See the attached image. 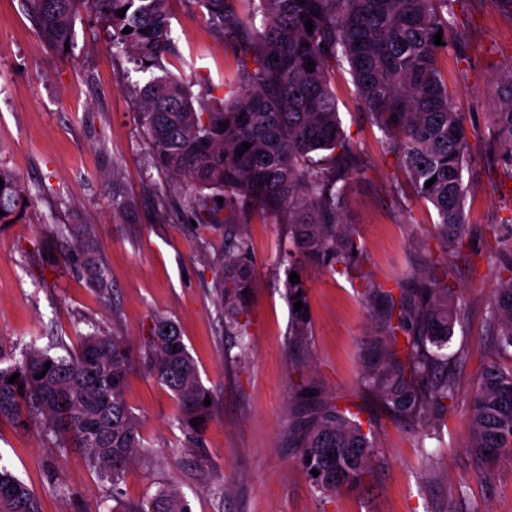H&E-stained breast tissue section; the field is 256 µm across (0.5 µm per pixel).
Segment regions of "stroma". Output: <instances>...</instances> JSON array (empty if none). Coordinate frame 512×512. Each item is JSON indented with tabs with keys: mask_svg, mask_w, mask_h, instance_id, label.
Here are the masks:
<instances>
[{
	"mask_svg": "<svg viewBox=\"0 0 512 512\" xmlns=\"http://www.w3.org/2000/svg\"><path fill=\"white\" fill-rule=\"evenodd\" d=\"M464 44L442 54L448 94L469 128L465 174L466 222L474 244L470 264L449 273L460 309L448 353L467 351L458 366L459 397L437 423L427 448L375 400L361 414L371 421L377 459L361 484L328 495L316 491L288 430L296 407L294 383L320 387L333 400L352 394L361 354L381 333L363 299L365 285L320 263L300 262L309 316L306 347L290 346L296 313L286 294L288 227L252 218L254 276L245 340L224 333L215 287L224 265V230L192 224L189 197L174 177L153 166L135 91L143 75L132 55L112 46V30L90 10L75 20L69 50L55 52L39 38L22 0H0V164L20 180L23 206L0 224V345L21 355L55 338L77 347L100 328L141 350L152 321L177 323L203 385L213 399L202 456L183 451L173 392L134 366L126 399L145 444L119 485L124 500L140 501L163 486L185 494L192 512H512V457L476 477L465 447L471 392L489 358L512 368V351L495 353L486 317L512 234V182L490 149L493 80L512 62V15L498 0H456ZM171 38L180 59L167 62L188 77L194 95L223 97L239 76L237 54L191 0H172ZM334 88L343 128L366 167L353 177L343 223L360 236L375 284L385 289L443 260L433 207L418 199L408 175L388 154L378 129L356 110L355 88L339 70ZM171 210L161 214L160 203ZM57 224H91L93 252L112 282L99 295L85 273L64 265L77 245L52 234ZM0 464L39 497L43 512H110L116 487L75 450H59L36 427L0 422Z\"/></svg>",
	"mask_w": 512,
	"mask_h": 512,
	"instance_id": "1",
	"label": "stroma"
}]
</instances>
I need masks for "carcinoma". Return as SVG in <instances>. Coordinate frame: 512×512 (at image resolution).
<instances>
[{
    "instance_id": "obj_1",
    "label": "carcinoma",
    "mask_w": 512,
    "mask_h": 512,
    "mask_svg": "<svg viewBox=\"0 0 512 512\" xmlns=\"http://www.w3.org/2000/svg\"><path fill=\"white\" fill-rule=\"evenodd\" d=\"M42 40L53 50L74 41V21L91 8L112 28V46L132 52L148 79L137 89L140 121L152 145L153 162L197 194L188 202L199 224L224 225V272L218 280L224 332L248 335L252 283L251 246L232 212L254 206L261 216L289 226L291 247L283 261L316 258L365 285V303L383 330L363 368L356 397L373 398L406 423L417 445L436 438L438 417L459 392L455 370L468 353H443L458 320L456 292L448 286V264L471 259L465 224L464 172L468 133L463 113L448 96L440 63L442 41L462 40L454 20L455 0H194L209 24L237 46L242 80L224 104L194 108L191 83L165 72L163 60L178 57L170 38L171 0H22ZM126 9L124 16L118 10ZM312 21L313 32L305 29ZM130 33L125 34L123 30ZM315 64L314 71L305 69ZM347 64L356 107L383 135L387 153L406 170L415 196L434 208L446 263L399 285V294L373 285L365 270L358 234L341 222L347 181L363 170L345 134L332 89L336 68ZM490 148L504 177L512 180V65L494 79ZM251 144L239 154L243 143ZM436 182L425 184L431 178ZM0 223L22 200L18 179L0 165ZM229 211L226 216L221 212ZM89 224H59L58 238L88 237ZM80 263L88 284L102 296L112 283L100 262L85 254ZM487 312L496 351L512 350V261L503 267ZM299 317L291 343L308 342L307 317ZM141 365L179 402L175 418L184 449L203 448L211 407L176 323L153 321ZM51 367H46V362ZM132 366L120 336L95 330L73 353L32 348L16 360L0 348V422L24 427L31 420L59 448H78L90 466L112 481V512H190L184 494L164 487L149 499L122 500L121 476L138 456L151 455L124 397ZM19 374L9 382L10 376ZM44 377H39V374ZM355 401L341 408L323 403L289 420L306 471L322 492L359 484L377 449L360 420ZM203 419L198 427L190 420ZM471 455L484 467L512 454V370L490 363L470 399ZM0 512H41L38 497L0 465Z\"/></svg>"
}]
</instances>
